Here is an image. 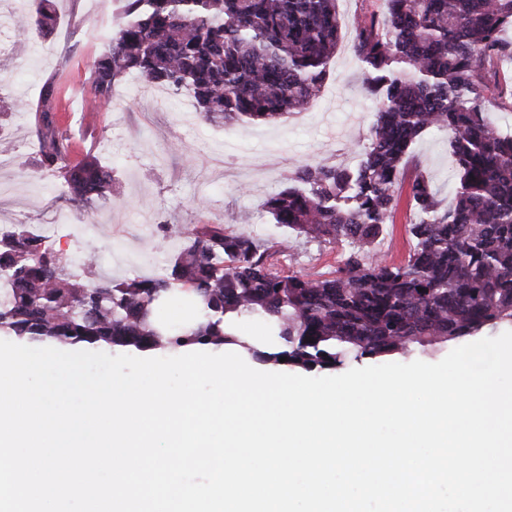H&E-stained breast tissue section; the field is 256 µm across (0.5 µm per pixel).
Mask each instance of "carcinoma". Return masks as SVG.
I'll list each match as a JSON object with an SVG mask.
<instances>
[{
    "mask_svg": "<svg viewBox=\"0 0 512 512\" xmlns=\"http://www.w3.org/2000/svg\"><path fill=\"white\" fill-rule=\"evenodd\" d=\"M116 23L93 61L84 100L112 105L130 75L187 92L200 118L234 127L307 109L330 71L337 0H118ZM57 15L40 0L18 19L41 35ZM352 49L375 120L352 168L304 164L264 203L273 223L320 244L350 246L328 275L281 272L269 248L203 222L173 225L187 242L163 272L88 286L70 259L27 228L0 232V334L136 351L234 342L224 320L259 316L286 349L249 347L262 362L334 369L349 358L406 354L466 340L512 322V134L493 107L512 106V0H359ZM58 92L34 117L42 170H65L70 199L91 209L119 197L95 160L66 165L71 142L56 120ZM450 136L454 202L443 206L422 171L407 175L424 132ZM408 182L418 220L399 261L373 254ZM186 288L203 320L191 330L157 322L164 298Z\"/></svg>",
    "mask_w": 512,
    "mask_h": 512,
    "instance_id": "1",
    "label": "carcinoma"
}]
</instances>
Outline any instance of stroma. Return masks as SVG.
<instances>
[{"label": "stroma", "mask_w": 512, "mask_h": 512, "mask_svg": "<svg viewBox=\"0 0 512 512\" xmlns=\"http://www.w3.org/2000/svg\"><path fill=\"white\" fill-rule=\"evenodd\" d=\"M53 5L59 24L41 38L14 22L35 11V0H0V87L19 103L16 112L0 117V140L11 147L9 160L0 164V196L6 201L0 227L28 225L72 257L96 247L104 255L96 275L115 278L155 275L184 244L167 237V226L189 228L202 220L288 242L273 259L282 271L316 277L340 264L347 244L292 238L288 228L271 222L264 203L300 165L357 163L376 107L361 86L362 66L351 49L354 0H338L342 29L336 56L312 105L275 122L227 129L203 122L186 95L154 96L134 75L116 86L108 110L89 111L76 90L102 50L100 33L117 4L53 0ZM19 43L25 52H14ZM61 75L67 81L57 117L71 136V161L92 156L111 167L122 193L121 200L92 211L60 196L61 174L39 168L33 109L45 84ZM449 141L443 131L423 133L409 159L410 168L424 171L445 201L455 181ZM242 211L252 221L240 226L235 219ZM416 218L408 197H401L376 252L402 260L410 247L407 227Z\"/></svg>", "instance_id": "stroma-1"}]
</instances>
